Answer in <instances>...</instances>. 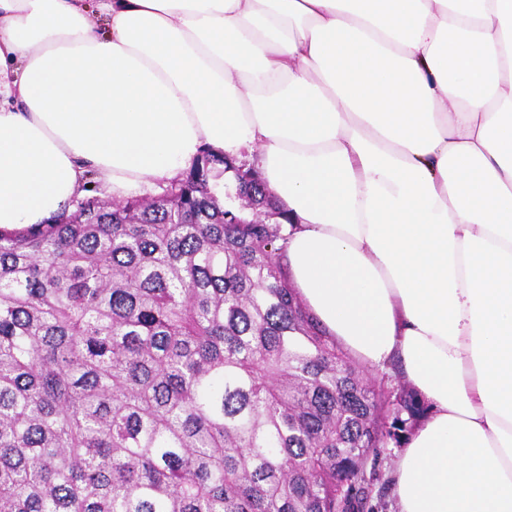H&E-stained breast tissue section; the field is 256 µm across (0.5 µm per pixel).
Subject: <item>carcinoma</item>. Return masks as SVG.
<instances>
[{
  "label": "carcinoma",
  "instance_id": "cac0c4a2",
  "mask_svg": "<svg viewBox=\"0 0 512 512\" xmlns=\"http://www.w3.org/2000/svg\"><path fill=\"white\" fill-rule=\"evenodd\" d=\"M160 188L0 230V512H355L428 405L307 310L255 164L203 151Z\"/></svg>",
  "mask_w": 512,
  "mask_h": 512
}]
</instances>
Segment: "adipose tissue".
Returning <instances> with one entry per match:
<instances>
[{"instance_id": "ef3b65f1", "label": "adipose tissue", "mask_w": 512, "mask_h": 512, "mask_svg": "<svg viewBox=\"0 0 512 512\" xmlns=\"http://www.w3.org/2000/svg\"><path fill=\"white\" fill-rule=\"evenodd\" d=\"M0 0V228L255 154L290 283L428 401L399 512H512V0Z\"/></svg>"}]
</instances>
